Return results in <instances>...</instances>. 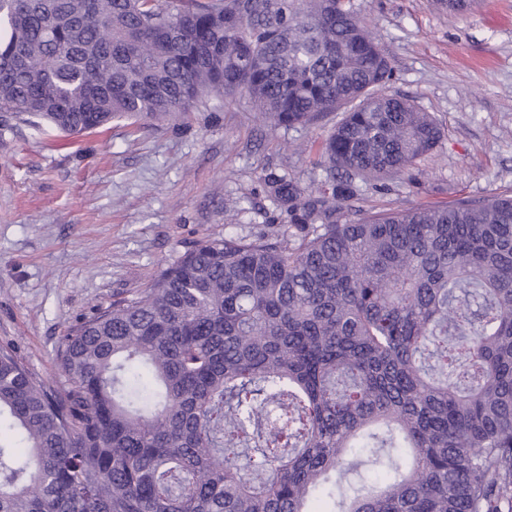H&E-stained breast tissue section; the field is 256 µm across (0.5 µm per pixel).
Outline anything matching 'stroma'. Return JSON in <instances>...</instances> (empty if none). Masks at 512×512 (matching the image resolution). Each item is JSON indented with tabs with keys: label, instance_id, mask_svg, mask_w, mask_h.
Segmentation results:
<instances>
[{
	"label": "stroma",
	"instance_id": "stroma-1",
	"mask_svg": "<svg viewBox=\"0 0 512 512\" xmlns=\"http://www.w3.org/2000/svg\"><path fill=\"white\" fill-rule=\"evenodd\" d=\"M394 76L389 94L445 136L388 189L358 183L366 212L512 194V0L453 14L436 0H352ZM334 112L296 128L210 99L159 126L124 120L68 136L0 126V348L53 390L57 343L77 321L147 288L203 236L274 234L268 175L321 187Z\"/></svg>",
	"mask_w": 512,
	"mask_h": 512
}]
</instances>
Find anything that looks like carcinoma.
I'll list each match as a JSON object with an SVG mask.
<instances>
[{
    "label": "carcinoma",
    "mask_w": 512,
    "mask_h": 512,
    "mask_svg": "<svg viewBox=\"0 0 512 512\" xmlns=\"http://www.w3.org/2000/svg\"><path fill=\"white\" fill-rule=\"evenodd\" d=\"M0 115L68 134L243 99L341 120L274 235L204 237L0 349V512H512V197L347 217L443 132L344 0H0Z\"/></svg>",
    "instance_id": "cac0c4a2"
}]
</instances>
